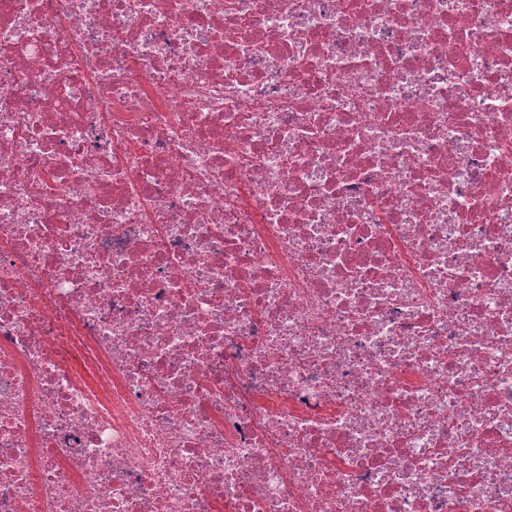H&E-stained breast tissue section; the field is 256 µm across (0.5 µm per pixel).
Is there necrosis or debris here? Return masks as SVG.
Instances as JSON below:
<instances>
[{
	"label": "necrosis or debris",
	"mask_w": 512,
	"mask_h": 512,
	"mask_svg": "<svg viewBox=\"0 0 512 512\" xmlns=\"http://www.w3.org/2000/svg\"><path fill=\"white\" fill-rule=\"evenodd\" d=\"M215 3L0 0V512H512V0Z\"/></svg>",
	"instance_id": "obj_1"
}]
</instances>
